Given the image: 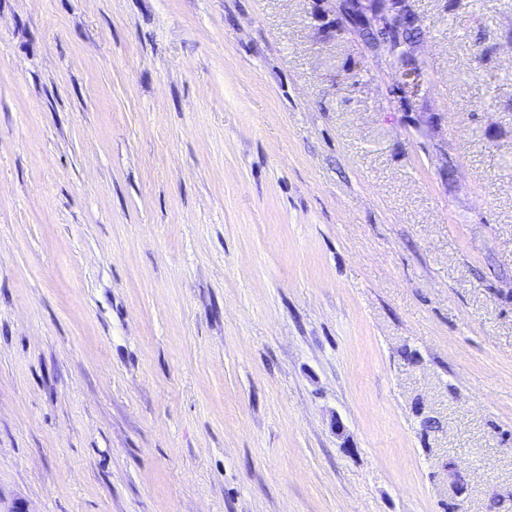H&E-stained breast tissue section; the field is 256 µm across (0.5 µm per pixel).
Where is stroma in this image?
I'll return each instance as SVG.
<instances>
[{"mask_svg":"<svg viewBox=\"0 0 512 512\" xmlns=\"http://www.w3.org/2000/svg\"><path fill=\"white\" fill-rule=\"evenodd\" d=\"M0 0V512H512V0ZM327 2L330 3L331 10L341 17L347 30L355 27L374 26L392 14H396L404 26H414L419 22L418 16H414L408 10L400 7V0H327ZM395 8H399V10ZM423 32V24L405 28L401 31L398 41L387 52L384 50L371 51L372 56L377 60L383 58L386 53L388 54L399 85L404 82L402 80L404 73H399L401 67H409L410 71L417 73L424 81L426 80L427 64L416 59L411 53V47L422 37ZM361 36L365 40L375 43L390 41V34L385 28H368L362 31ZM413 72H410L406 80L409 82V87L412 88L413 97L418 99L421 97L419 87L421 81Z\"/></svg>","mask_w":512,"mask_h":512,"instance_id":"35a3bbf8","label":"stroma"}]
</instances>
